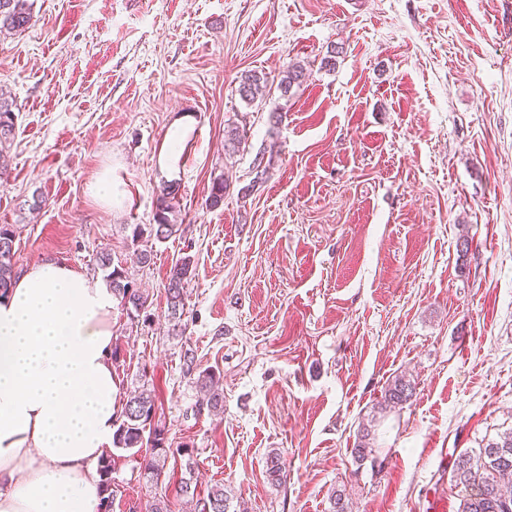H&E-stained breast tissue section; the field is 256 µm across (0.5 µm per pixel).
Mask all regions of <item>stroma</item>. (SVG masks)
<instances>
[{"label":"stroma","instance_id":"1","mask_svg":"<svg viewBox=\"0 0 512 512\" xmlns=\"http://www.w3.org/2000/svg\"><path fill=\"white\" fill-rule=\"evenodd\" d=\"M31 2V26L0 35L17 273L51 259L100 280L103 251L128 265L150 305L112 313L119 391L154 387L170 442L236 512H330L336 490L348 512H457L454 459L512 429V0ZM294 62L307 74L291 97L240 99L243 73L277 80ZM185 114L196 131L171 174L159 154ZM235 126L245 142L225 149ZM106 167L123 207L88 192ZM166 184L180 229L130 263L131 227L153 223ZM185 255L178 332L166 287ZM188 350L220 372L222 414L199 408ZM401 375L415 396L354 461ZM141 460L122 458L112 512H150Z\"/></svg>","mask_w":512,"mask_h":512}]
</instances>
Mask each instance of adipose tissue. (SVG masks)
I'll return each instance as SVG.
<instances>
[{
	"mask_svg": "<svg viewBox=\"0 0 512 512\" xmlns=\"http://www.w3.org/2000/svg\"><path fill=\"white\" fill-rule=\"evenodd\" d=\"M114 306L54 260L0 296V512H98L119 415Z\"/></svg>",
	"mask_w": 512,
	"mask_h": 512,
	"instance_id": "adipose-tissue-1",
	"label": "adipose tissue"
}]
</instances>
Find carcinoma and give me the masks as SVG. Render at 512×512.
<instances>
[{"mask_svg": "<svg viewBox=\"0 0 512 512\" xmlns=\"http://www.w3.org/2000/svg\"><path fill=\"white\" fill-rule=\"evenodd\" d=\"M33 15L29 0H0V34L23 32L31 24ZM305 78L304 68L293 63L283 72L277 89L282 97L291 95L294 86ZM268 78L256 70L248 71L239 80L237 92L241 100L252 104L265 96ZM14 113L11 104L0 92V154L7 151L13 140ZM230 188L229 179L219 176L213 180L208 205L217 208L224 202V194ZM176 192L173 185L163 188L158 198L155 223L132 225V242L148 236L165 241L179 231L178 211L172 204ZM17 229L12 224L0 225V290L6 291L17 277L13 262ZM100 267L109 270L107 280L121 310L127 315L139 314L149 307V295L129 280L126 270L112 265L108 254L98 257ZM194 259L186 255L178 259L170 270L166 288L168 320L178 327L185 311L184 290L195 278ZM220 377L203 370L198 374L197 384L203 398L199 405L213 413L224 407V392L219 386ZM416 393L411 380L398 376L384 392L380 410L384 411L408 403ZM112 447L117 450L144 452L141 469L143 477L154 487L162 484L169 457L187 451V448H172L168 445L166 425L157 417V405L153 390L142 384L128 395L121 405L120 423L115 429ZM121 456L107 451L100 465L103 482L102 503L115 500L117 486L112 474ZM187 476L177 482V495L187 499L193 512H230V499L224 486L215 484L206 491H199L193 482L192 462L186 463ZM452 478L455 486L462 487L458 512H512V431L497 439L487 440L482 447L465 451L454 461Z\"/></svg>", "mask_w": 512, "mask_h": 512, "instance_id": "obj_1", "label": "carcinoma"}]
</instances>
